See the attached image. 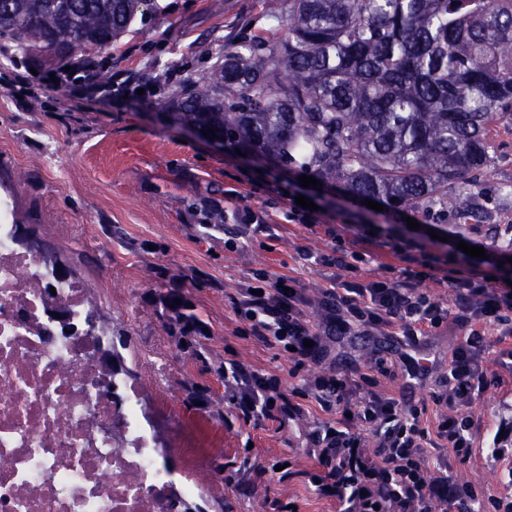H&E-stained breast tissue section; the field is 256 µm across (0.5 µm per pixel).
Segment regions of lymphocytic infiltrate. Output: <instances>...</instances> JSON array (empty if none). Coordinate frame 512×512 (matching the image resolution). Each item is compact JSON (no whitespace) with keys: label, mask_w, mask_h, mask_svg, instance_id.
I'll return each mask as SVG.
<instances>
[{"label":"lymphocytic infiltrate","mask_w":512,"mask_h":512,"mask_svg":"<svg viewBox=\"0 0 512 512\" xmlns=\"http://www.w3.org/2000/svg\"><path fill=\"white\" fill-rule=\"evenodd\" d=\"M415 244L396 248L405 267L399 276H374L363 283H348L327 290L319 303L320 323L307 315L309 298L294 279H270L266 272L254 274L231 304L235 317L265 346L289 352L293 373L319 363L326 348L324 337L346 330L350 318L382 331L399 328L406 336H426L448 319L465 329L452 353L442 389L432 400L442 412L435 428L423 427L418 409L408 407L388 393L367 389L363 379L349 375L309 379L303 394L326 413L340 414L339 425L323 423L312 435L304 456L317 479L320 497L336 501L340 512H433L434 505L452 512L461 491L447 471L431 475L429 449L449 447L457 458L471 448L472 422L455 415L454 407L469 396L486 390L490 381L482 365L484 335L475 322L488 321L512 334V289L489 288L485 280L459 275L451 278L456 311L448 313L441 303L423 292L413 263L434 268L437 256H415ZM230 401L243 422L280 420L300 413L282 391L278 377L260 373L231 360L224 364ZM373 428L374 445H367L353 432L352 421Z\"/></svg>","instance_id":"lymphocytic-infiltrate-1"}]
</instances>
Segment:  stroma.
Here are the masks:
<instances>
[{
	"label": "stroma",
	"mask_w": 512,
	"mask_h": 512,
	"mask_svg": "<svg viewBox=\"0 0 512 512\" xmlns=\"http://www.w3.org/2000/svg\"><path fill=\"white\" fill-rule=\"evenodd\" d=\"M165 12L136 16L105 51L96 53L115 81L128 71L157 64L192 77L215 68L227 52L245 41L274 43L284 38L287 0H162ZM25 69L0 62V155L17 169L21 186L38 200L44 221L38 237L56 250L66 268L102 294L103 317L113 335L125 336L126 367L142 384L150 407L188 423L198 447L210 449L222 466L221 498L210 512H336L335 502L319 497L304 471L309 434L328 415L301 399L302 376L291 375L286 352L237 335L231 298L255 272L293 278L317 299L345 281H365L381 267L400 268L388 249L370 239L369 230L417 242L424 251L462 262L466 273L512 279V125L492 126L494 168L490 178L462 196L452 209L438 205L407 212L375 211L338 188H302L300 171L282 167L256 151L238 155L217 149L170 112L177 98L169 85L145 100L107 97L82 82H63L29 93ZM233 191L235 207L266 212L273 221L249 239L236 237L219 204ZM306 196L318 211L317 223L291 224L282 214L294 197ZM419 230H411L407 218ZM111 233H104V226ZM363 253L348 270L322 264L336 240ZM484 248L485 258L464 256L458 242ZM177 278L198 316L213 362L235 359L264 374L278 376L285 394L301 404L302 415L286 423H243L235 416L224 380L197 372L157 318L155 294ZM489 343L482 361L495 384L457 405L472 422L471 452L460 460L451 449L430 450V470L448 465L449 475L468 492L475 512H490L497 500H512V336L480 326ZM463 330L456 322L408 342L400 336H367L360 323L325 339L328 354L312 374L367 372L385 359L393 376L385 389L422 408L423 424L439 412L432 401L448 372ZM211 387V410L186 403L184 385ZM289 466L280 479L273 466Z\"/></svg>",
	"instance_id": "stroma-1"
}]
</instances>
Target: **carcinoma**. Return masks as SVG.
Wrapping results in <instances>:
<instances>
[{
    "instance_id": "carcinoma-1",
    "label": "carcinoma",
    "mask_w": 512,
    "mask_h": 512,
    "mask_svg": "<svg viewBox=\"0 0 512 512\" xmlns=\"http://www.w3.org/2000/svg\"><path fill=\"white\" fill-rule=\"evenodd\" d=\"M150 0H0V37L75 56ZM179 116L350 196L416 210L491 176L512 121V0H288L287 36L241 45L175 102ZM181 304H174V300ZM162 327L197 356L205 327L173 287Z\"/></svg>"
}]
</instances>
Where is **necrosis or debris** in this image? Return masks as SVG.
<instances>
[{
  "instance_id": "necrosis-or-debris-1",
  "label": "necrosis or debris",
  "mask_w": 512,
  "mask_h": 512,
  "mask_svg": "<svg viewBox=\"0 0 512 512\" xmlns=\"http://www.w3.org/2000/svg\"><path fill=\"white\" fill-rule=\"evenodd\" d=\"M99 306L0 220V512H186L200 451L98 361Z\"/></svg>"
}]
</instances>
